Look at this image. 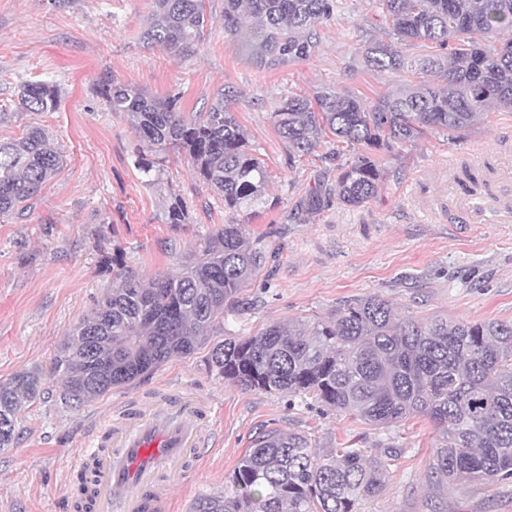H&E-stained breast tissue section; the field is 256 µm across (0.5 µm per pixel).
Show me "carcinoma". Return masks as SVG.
<instances>
[{"label":"carcinoma","instance_id":"cac0c4a2","mask_svg":"<svg viewBox=\"0 0 512 512\" xmlns=\"http://www.w3.org/2000/svg\"><path fill=\"white\" fill-rule=\"evenodd\" d=\"M142 33L150 45L192 53L213 18L205 0H154ZM392 40L363 50L377 72H410L413 84L388 90L370 106L324 89L290 95L273 112L274 127L295 162L333 135L354 150L337 167L336 201L359 207L385 177L383 154L432 131L462 132L493 108L512 110V0H378ZM336 0H224V33L261 69L309 58ZM429 42L439 52L408 58L401 45ZM97 94L125 114L139 137L137 165L161 171L170 152L191 161L197 176L234 215L189 255L173 277L145 281L117 271L112 288L83 314L54 363L60 404L72 410L150 374L224 328V314L257 277L265 252L244 233L238 216L264 204L268 170L232 112L237 92L221 89L204 112L187 116L173 101L106 77ZM28 112H51L57 88L45 81L18 88ZM63 165L44 129L0 139V215L24 212ZM210 373L244 390L287 393L338 415L387 429L421 415L436 427L435 473L443 480H512V321L448 322L400 316L386 299L343 304L326 318L272 324L252 336H228L206 360ZM43 395L28 373L0 383V449L16 436L23 404ZM399 448L321 450L302 432L277 430L246 450L231 490L202 495L190 512H357L378 495Z\"/></svg>","mask_w":512,"mask_h":512}]
</instances>
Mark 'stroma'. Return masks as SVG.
<instances>
[{
	"label": "stroma",
	"instance_id": "1",
	"mask_svg": "<svg viewBox=\"0 0 512 512\" xmlns=\"http://www.w3.org/2000/svg\"><path fill=\"white\" fill-rule=\"evenodd\" d=\"M336 5L315 54L270 71L225 36L224 0H206L214 23L190 54L143 41L152 0H0V139L39 126L65 160L31 208L0 216V382L34 372L50 389L59 346L112 285L104 254L147 279L174 274L229 219L223 200L181 156L170 155L163 171L145 178L135 163L137 134L96 92L106 75L171 99L185 113L207 108L220 88L239 93L232 110L269 172L266 206L246 231L268 258L243 294V309L225 316L226 332L246 336L298 317H324L344 301L374 294L420 319L512 321V223L476 224L460 237L448 210L449 196L512 167V112L489 111L453 138L431 133L396 147L377 196L363 206L334 201L305 210L312 189H335L336 166L352 152L331 136L315 156L289 163L272 112L284 98L322 87L368 104L407 82L403 73H377L362 61L368 43L390 38L372 0ZM40 80L56 86V110L24 111L19 85ZM176 198L186 219L171 224L166 210ZM216 342L205 337L193 355L172 358L77 410L50 398L25 405L17 444L0 450V512H74L68 462L89 428L114 401L165 386L209 400L223 438L174 487L171 512H189L198 496L230 489L241 456L259 433L274 429L308 433L321 449L401 447L380 494L360 500L357 512H512V481L448 484L436 477L440 435L426 418L379 431L285 394L241 390L206 371Z\"/></svg>",
	"mask_w": 512,
	"mask_h": 512
}]
</instances>
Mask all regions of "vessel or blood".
<instances>
[{
  "mask_svg": "<svg viewBox=\"0 0 512 512\" xmlns=\"http://www.w3.org/2000/svg\"><path fill=\"white\" fill-rule=\"evenodd\" d=\"M461 224L512 222V175L455 202ZM216 411L202 397L171 389L115 404L70 460L86 492L82 512H169L172 490L214 444Z\"/></svg>",
  "mask_w": 512,
  "mask_h": 512,
  "instance_id": "1",
  "label": "vessel or blood"
}]
</instances>
